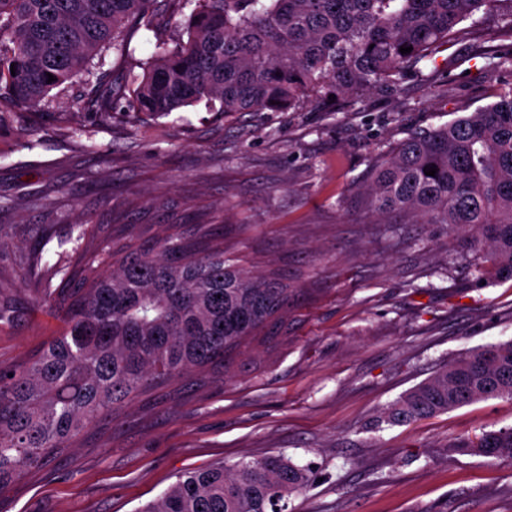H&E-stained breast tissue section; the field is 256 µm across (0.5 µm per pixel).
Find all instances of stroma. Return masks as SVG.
Segmentation results:
<instances>
[{
	"label": "stroma",
	"instance_id": "obj_1",
	"mask_svg": "<svg viewBox=\"0 0 512 512\" xmlns=\"http://www.w3.org/2000/svg\"><path fill=\"white\" fill-rule=\"evenodd\" d=\"M192 5L157 4L132 29L137 70L185 37ZM512 43L478 13L436 66L395 94L322 99L226 117L199 102L163 117L24 109L0 125V365L63 334L33 264L53 225L73 269L117 236L224 247L246 270L276 269L293 292L288 332L129 402L0 497V512H141L179 474L283 455L311 467L291 512H512V465L455 451L481 427H512L495 398L430 418L378 423L383 408L461 354L512 340V280L473 270L471 237L448 224H394L361 204L370 163L412 132L495 101L512 82L491 52ZM41 129L29 146L25 127Z\"/></svg>",
	"mask_w": 512,
	"mask_h": 512
}]
</instances>
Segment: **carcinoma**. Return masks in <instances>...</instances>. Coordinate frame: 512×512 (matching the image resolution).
<instances>
[{"label": "carcinoma", "instance_id": "carcinoma-1", "mask_svg": "<svg viewBox=\"0 0 512 512\" xmlns=\"http://www.w3.org/2000/svg\"><path fill=\"white\" fill-rule=\"evenodd\" d=\"M151 2L0 0V124L10 109L37 110L51 92L92 74L102 49L124 50L127 26ZM504 2L512 33V0H197L187 40L140 74L95 75L88 106L106 116L124 99L134 112L164 116L207 100L232 116L290 110L330 92L362 98L436 64L460 24ZM432 166L435 175L425 174ZM365 203L379 215L474 233L484 250L475 271L489 264L512 279V85L375 159ZM68 283L43 288L64 313V334L24 363L0 366V497L132 399L195 372L227 370L246 342L288 329L287 280L244 271L222 247L198 257L176 235L132 239L112 249L105 273L90 263ZM490 398L512 399V340L460 356L380 420L407 423ZM455 448H486L485 456L512 463V428L461 437ZM311 478L281 455L220 462L184 473L140 512H288Z\"/></svg>", "mask_w": 512, "mask_h": 512}]
</instances>
